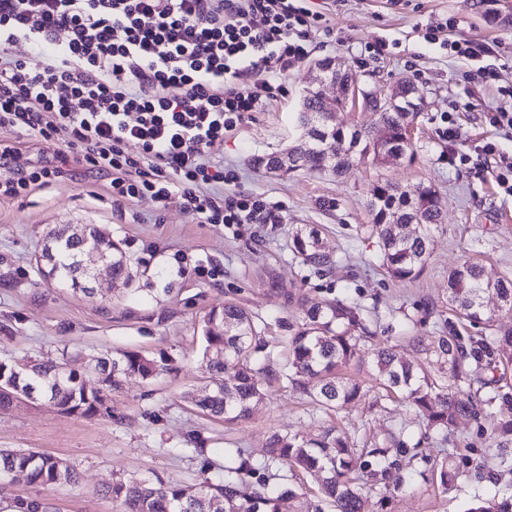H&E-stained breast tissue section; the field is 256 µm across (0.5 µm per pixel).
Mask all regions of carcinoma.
I'll use <instances>...</instances> for the list:
<instances>
[{"label":"carcinoma","mask_w":512,"mask_h":512,"mask_svg":"<svg viewBox=\"0 0 512 512\" xmlns=\"http://www.w3.org/2000/svg\"><path fill=\"white\" fill-rule=\"evenodd\" d=\"M299 113L303 150L292 146L283 155L288 168L280 171L278 155L258 156L257 168L280 176L296 171L342 174L331 164L333 154L349 151L359 161H384V153L397 152L409 161L416 153L407 127L418 117L412 102L374 108L377 122L365 127L353 120L347 125L325 123L320 92L306 95ZM443 202L430 185L422 182L400 187L378 182L369 202L372 223L367 225L380 250V263L395 280L416 278L431 254L434 226L440 223ZM87 235L72 239L64 233L48 235L37 264L46 279L75 291L87 292L72 269L73 258L90 244L112 252V278H132L131 266L120 243L101 238L98 225H85ZM291 251L304 265L331 272L341 263L339 253L323 241L317 228L295 229ZM304 307L303 320L289 327L284 338L288 359L280 367L269 366L267 324L255 321L241 306L227 301L209 312L203 326V359L207 370L222 382L193 405L202 413L230 422L248 418L266 399L268 388L278 384L301 391L321 410L336 412L362 400L369 392L354 375L370 365L372 376L385 394L379 400H403L424 421V432L412 442L405 439L409 424L395 421L365 439L356 448L349 437L327 428L309 438L272 433L261 455L243 448L224 449V475L204 480L190 493L180 485L153 475L120 477L107 487L118 512H283L294 503V512H364L369 496L378 497L380 512H392V503L419 482L442 494L457 487L461 476L458 449L426 448L424 444L448 442L459 419L481 414L494 420L490 433L493 466L490 486L473 489L464 512H512V495L497 490L504 474L512 475V329L501 321L512 316V279H491L484 266L465 260L448 274V300L453 314L437 310L433 335L409 340L415 355L406 359L389 346L375 342L370 311L348 299L317 300L306 295H286ZM481 327L478 336H464L458 324ZM159 365L138 352L97 358L88 373H78L64 361L0 359V411L21 398L48 395L58 412L93 416L108 410V393L120 379L137 375L150 380ZM307 474L316 484L312 499L299 495L288 476ZM21 472L40 486L74 484L75 470L66 462L33 450L0 451V503L17 512H60L44 499H6L12 473Z\"/></svg>","instance_id":"carcinoma-1"}]
</instances>
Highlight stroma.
Returning <instances> with one entry per match:
<instances>
[{"label": "stroma", "mask_w": 512, "mask_h": 512, "mask_svg": "<svg viewBox=\"0 0 512 512\" xmlns=\"http://www.w3.org/2000/svg\"><path fill=\"white\" fill-rule=\"evenodd\" d=\"M325 13V23L311 34L309 59L290 69L282 93L224 142V169L232 175L225 193L279 203L282 223L200 224L176 196L162 211L147 196L119 208L112 204L108 178L76 163L71 178L53 188L0 199V358H65L83 371L96 356L135 351L164 367L149 381L125 379L109 394L108 411L91 418L63 415L39 401L0 411V449H34L64 460L78 475L73 485L36 486L19 474L9 496L46 498L61 512H115L102 494L113 477L156 472L193 490L223 473L225 449L262 454L276 431L306 437L332 425L358 447L394 420L419 432L406 404L385 410L362 402L326 414L292 388L276 385L251 417L227 423L201 413L186 397L215 385L202 362V328L209 311L224 302H237L268 323L277 365L287 355L282 338L289 324L303 316L298 303L285 302L287 291L316 299L348 296L376 308L379 341L406 357L409 349L397 342L405 316L416 321L414 335H431L425 314L445 300L448 272L463 254L495 275H512V196L494 177L497 161L512 160V131L487 120L505 104L502 89L512 88V0H408L398 7L389 0H330ZM439 26L448 39L488 45L492 54L475 61L449 55L427 37ZM381 38L391 48L373 54L369 46ZM327 57L339 59L372 88L412 80L425 101L416 121L415 161H354L340 175L327 170L271 176L254 166L255 155L284 150L296 140L294 114L312 83L311 65ZM482 66L497 69V82H482ZM447 116L465 140L452 143L443 136ZM488 141L497 147L490 160L477 153ZM380 178L402 187L431 185L444 201L432 253L412 282H395L379 268L376 240L366 230ZM62 224L110 231L130 260L132 280L103 273L93 291L82 293L43 279L35 257L45 236ZM302 224L317 226L337 248L343 259L338 273L294 259L290 243ZM203 267L212 276H201ZM489 431L488 417L460 419L454 437L470 451L458 490L436 497L415 491L398 499L393 512H463L490 454Z\"/></svg>", "instance_id": "obj_1"}]
</instances>
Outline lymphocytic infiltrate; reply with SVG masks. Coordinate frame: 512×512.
<instances>
[{
    "mask_svg": "<svg viewBox=\"0 0 512 512\" xmlns=\"http://www.w3.org/2000/svg\"><path fill=\"white\" fill-rule=\"evenodd\" d=\"M323 18L317 0H0V132L58 161L10 171L0 197L51 187L75 161L110 176L118 207L176 193L202 224L280 223L277 203L212 194L227 179L216 159ZM20 41L45 51L42 69L13 55Z\"/></svg>",
    "mask_w": 512,
    "mask_h": 512,
    "instance_id": "1",
    "label": "lymphocytic infiltrate"
}]
</instances>
